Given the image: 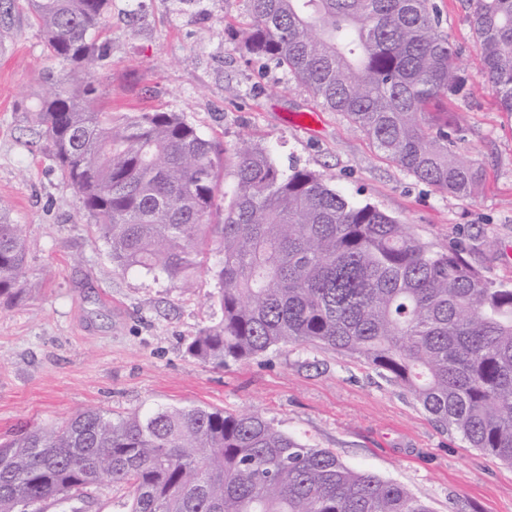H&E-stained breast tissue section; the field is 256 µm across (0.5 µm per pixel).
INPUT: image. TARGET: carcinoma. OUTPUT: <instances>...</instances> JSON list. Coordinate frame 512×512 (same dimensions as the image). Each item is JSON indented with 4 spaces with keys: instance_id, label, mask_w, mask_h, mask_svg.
Wrapping results in <instances>:
<instances>
[{
    "instance_id": "1",
    "label": "carcinoma",
    "mask_w": 512,
    "mask_h": 512,
    "mask_svg": "<svg viewBox=\"0 0 512 512\" xmlns=\"http://www.w3.org/2000/svg\"><path fill=\"white\" fill-rule=\"evenodd\" d=\"M18 2L0 0L1 32ZM26 2L48 60L106 67L111 0ZM247 2V54L286 68L420 182L479 193L482 167L454 151L448 115L426 111L465 83L432 0ZM469 4L480 83L512 114V0ZM97 85L92 74L73 85L50 71L22 111L115 269L187 284L215 245L222 318L188 343L191 357L222 368L288 344L357 356L440 428L512 466V288L321 173L281 171L249 137L226 158L179 112L116 118L98 107ZM28 248L0 212V296L22 293ZM105 481L123 490L120 512H431L408 488L352 470L258 413L86 409L0 445V512H20L22 501L42 512Z\"/></svg>"
}]
</instances>
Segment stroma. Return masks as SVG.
Returning a JSON list of instances; mask_svg holds the SVG:
<instances>
[{"label":"stroma","instance_id":"stroma-1","mask_svg":"<svg viewBox=\"0 0 512 512\" xmlns=\"http://www.w3.org/2000/svg\"><path fill=\"white\" fill-rule=\"evenodd\" d=\"M435 3L456 63L474 85L446 105L461 116L456 152L485 170L471 198L417 181L285 69L246 54L247 0H112L99 104L117 116L181 113L227 149L251 137L273 147L280 169L322 173L423 240L465 249L489 282L510 286L512 116L478 83L482 51L468 0ZM47 64L42 33L17 14L0 45V204L29 243L28 278L21 301L0 298L1 442L83 408L256 412L353 470L406 486L432 512H512V467L438 428L403 387L363 360L298 344L221 369L189 357V340L221 318L218 281L202 271L184 287L113 267L49 143L20 110ZM488 238L494 247L485 246Z\"/></svg>","mask_w":512,"mask_h":512}]
</instances>
